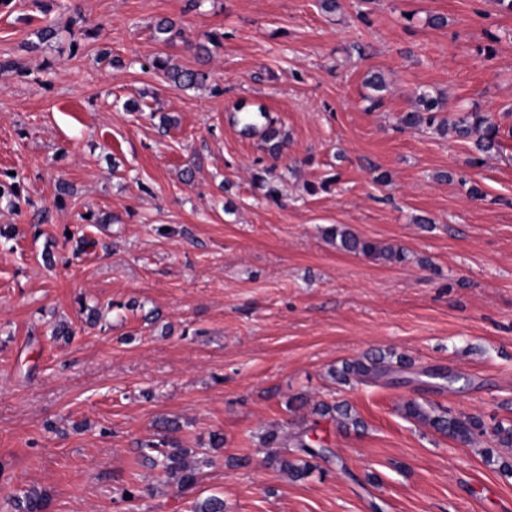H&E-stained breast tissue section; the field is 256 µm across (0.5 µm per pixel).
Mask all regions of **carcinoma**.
<instances>
[{"instance_id":"cac0c4a2","label":"carcinoma","mask_w":512,"mask_h":512,"mask_svg":"<svg viewBox=\"0 0 512 512\" xmlns=\"http://www.w3.org/2000/svg\"><path fill=\"white\" fill-rule=\"evenodd\" d=\"M181 37L175 24L168 19L159 20L154 29L156 41L170 44ZM151 66L162 72L166 81L178 89L194 87L205 82L208 74L202 70L184 69L171 64L170 60L160 56L151 61ZM366 84L375 91V95L366 97L369 102L367 109L376 110L383 105L381 92L385 89V81L381 74L373 73ZM418 110L406 113L401 122L409 128L427 126L443 133L452 130L456 136L473 140L477 156L470 163L477 164L481 157L496 153L500 149L499 123L487 112L469 111L462 113L457 119L448 122L437 119L440 101L423 91L417 95ZM237 123L242 125L246 135H257L266 144V150L272 157L280 154L286 144L270 117L266 108L255 109L241 103L236 107ZM329 239L336 247L346 253L383 260L387 263L400 264L407 260L403 249L385 246L372 242L354 233L345 226H332L325 230ZM407 360L395 357L392 352H371L362 357L344 361L342 365L331 369L330 377L338 385L347 386L353 383L368 384L404 367ZM404 415L421 422L443 436L474 445L487 435L484 420L478 415H453L448 412L432 414L415 399H409L402 405ZM312 413L321 418H330L337 427L345 431L358 430L361 421L352 412L351 406L345 401H320L313 405ZM494 444L500 448L512 447V425L502 423L493 427ZM292 457L270 455L267 461L278 465L281 472L294 480H301L318 467V462L328 458L331 449L310 437V429H301L290 435ZM137 464L150 468L161 469L167 481L175 484L181 491L193 488L198 482L200 464L193 460V451L189 448L167 447L164 440H147L138 444ZM14 512H46L48 500L45 495L30 488L21 495L12 498ZM192 512H224V499L216 495L207 496L195 501Z\"/></svg>"}]
</instances>
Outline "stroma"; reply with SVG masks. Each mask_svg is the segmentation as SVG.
I'll list each match as a JSON object with an SVG mask.
<instances>
[{"label":"stroma","instance_id":"obj_1","mask_svg":"<svg viewBox=\"0 0 512 512\" xmlns=\"http://www.w3.org/2000/svg\"><path fill=\"white\" fill-rule=\"evenodd\" d=\"M163 18L182 40L155 41ZM210 34L221 43L199 59ZM158 53L209 81L171 87ZM8 59L0 173L20 186L0 199V512L27 488L47 512H191L210 494L226 512H512V477L480 446L401 411L512 420V14L495 0H9ZM372 69L387 84L374 112ZM422 90L444 119L492 114L500 152L470 167L469 141L402 127ZM241 100L287 134L278 161L234 123ZM271 164L275 204L253 180ZM334 225L408 260L339 251ZM60 321L70 339L53 337ZM371 350L412 365L393 382L330 379ZM448 371L459 380L440 389ZM299 393L348 402L363 429L289 409ZM166 418L210 460L182 495L135 463ZM271 428L311 429L334 457L290 480L267 462ZM130 486L143 496L125 500Z\"/></svg>","mask_w":512,"mask_h":512}]
</instances>
